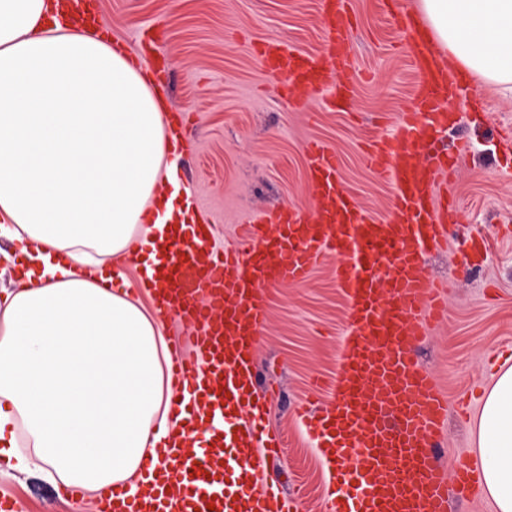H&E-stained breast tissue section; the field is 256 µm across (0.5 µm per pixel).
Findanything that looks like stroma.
Here are the masks:
<instances>
[{
    "label": "stroma",
    "mask_w": 512,
    "mask_h": 512,
    "mask_svg": "<svg viewBox=\"0 0 512 512\" xmlns=\"http://www.w3.org/2000/svg\"><path fill=\"white\" fill-rule=\"evenodd\" d=\"M102 2L110 36L130 43L148 31L156 55L167 63L165 100L188 117L179 171L220 244H236L242 225L262 215L312 205L306 151L315 139L336 152L344 187L364 206L389 207L393 188L366 166L363 149L373 139L392 138L402 113L412 109L410 0H348L353 63L343 77L357 91L340 112L328 110L322 92L284 95L282 78L267 74L252 49L264 38L304 49L324 44L320 0ZM451 110L458 120L446 133L448 146L461 139L469 144L455 174L460 222L447 246L423 263L425 276L445 285L447 318L417 346L421 364L448 397L439 463L450 474L458 461L474 460L471 432L479 400L496 369L512 364V164L497 140L501 128L512 127V99L470 81ZM468 237L495 241L475 268L463 253ZM269 292L256 363L270 401L268 422L283 435L284 448L268 469L282 492L305 488L300 512H327L334 470L346 462L322 461L299 408L330 399L348 305L328 263L304 284L276 285ZM61 489L0 465V496L20 499L24 512H94V500L67 498Z\"/></svg>",
    "instance_id": "1"
}]
</instances>
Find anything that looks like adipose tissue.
Here are the masks:
<instances>
[{"mask_svg":"<svg viewBox=\"0 0 512 512\" xmlns=\"http://www.w3.org/2000/svg\"><path fill=\"white\" fill-rule=\"evenodd\" d=\"M415 4L450 74L512 94V0ZM167 110L58 0H0V236L29 269L0 294V458L100 497L122 486L137 498L175 423L164 320L99 285L189 217L166 190ZM472 437L485 495L512 512L511 365L485 389Z\"/></svg>","mask_w":512,"mask_h":512,"instance_id":"adipose-tissue-1","label":"adipose tissue"}]
</instances>
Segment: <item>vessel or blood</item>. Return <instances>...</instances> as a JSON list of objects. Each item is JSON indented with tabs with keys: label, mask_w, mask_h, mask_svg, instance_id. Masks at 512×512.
Wrapping results in <instances>:
<instances>
[{
	"label": "vessel or blood",
	"mask_w": 512,
	"mask_h": 512,
	"mask_svg": "<svg viewBox=\"0 0 512 512\" xmlns=\"http://www.w3.org/2000/svg\"><path fill=\"white\" fill-rule=\"evenodd\" d=\"M344 2H321L329 18L322 53L256 43L267 72L285 75L290 90H325L336 102L352 97L354 85L336 79L352 61ZM67 4L81 24H95L99 0ZM416 69L414 106L395 142L373 141L364 155L394 185L386 215L344 191L335 154L315 142L307 148L311 209L263 216L221 250L212 225H172L141 280L159 309L190 329L173 345L168 369L182 418L164 463L145 469L138 500L117 489L96 512H297L298 497L281 494L265 474L283 440L267 429L268 404L257 388L255 350L268 320L261 289L302 282L331 255L350 304L341 374L335 402L305 413L304 424L323 455L352 462L356 490L336 512H447L449 488L477 494L468 464L451 478L438 465L448 401L415 352L446 314L442 286L423 275V260L447 244L459 219L441 142L454 86L429 45L418 48ZM186 345L191 355H183ZM204 433L203 451H190L193 436Z\"/></svg>",
	"instance_id": "vessel-or-blood-1"
}]
</instances>
